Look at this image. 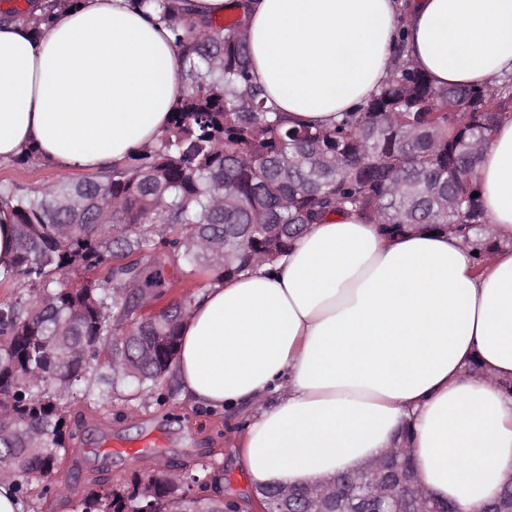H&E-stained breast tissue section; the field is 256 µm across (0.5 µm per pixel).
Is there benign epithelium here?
I'll return each mask as SVG.
<instances>
[{"instance_id": "7a95c632", "label": "benign epithelium", "mask_w": 512, "mask_h": 512, "mask_svg": "<svg viewBox=\"0 0 512 512\" xmlns=\"http://www.w3.org/2000/svg\"><path fill=\"white\" fill-rule=\"evenodd\" d=\"M376 478H368L359 471L343 472L333 479L336 491L330 512H436L432 500L417 495L424 489L420 477H411L407 471L390 470L392 457L384 454L377 459ZM289 487L266 486L257 488L256 496L242 502L220 498L224 512H243L251 506L256 512H288Z\"/></svg>"}]
</instances>
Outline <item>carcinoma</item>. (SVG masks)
<instances>
[{
	"label": "carcinoma",
	"instance_id": "1",
	"mask_svg": "<svg viewBox=\"0 0 512 512\" xmlns=\"http://www.w3.org/2000/svg\"><path fill=\"white\" fill-rule=\"evenodd\" d=\"M77 0H47L50 11ZM185 0H138L167 18L183 60L184 95L158 143L120 167L76 181L0 184L18 242L0 286L28 285L0 307V460L20 469L23 498L49 492L69 454L62 406L89 359L112 338L116 392L149 394L170 372L191 304L142 312L166 267L205 288L287 252L311 224L336 214L388 235L485 229L475 170L494 128L512 119V77L439 86L397 62L392 79L335 126L292 123L251 82L239 18L198 27ZM191 474L140 470L95 487L74 512H194Z\"/></svg>",
	"mask_w": 512,
	"mask_h": 512
}]
</instances>
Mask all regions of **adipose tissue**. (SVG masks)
Listing matches in <instances>:
<instances>
[{
  "label": "adipose tissue",
  "instance_id": "1",
  "mask_svg": "<svg viewBox=\"0 0 512 512\" xmlns=\"http://www.w3.org/2000/svg\"><path fill=\"white\" fill-rule=\"evenodd\" d=\"M244 16L249 71L278 111L333 126L410 64L437 85L512 74V0H188ZM169 24L131 0H81L42 32L0 21V161L25 147L98 171L154 145L182 96ZM487 260L454 235L334 215L287 254L214 283L180 327L184 400L244 408L255 486L314 484L412 450L427 491L477 512L512 480V121L484 146ZM480 374L469 371L471 362Z\"/></svg>",
  "mask_w": 512,
  "mask_h": 512
}]
</instances>
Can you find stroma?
I'll return each instance as SVG.
<instances>
[{
    "label": "stroma",
    "mask_w": 512,
    "mask_h": 512,
    "mask_svg": "<svg viewBox=\"0 0 512 512\" xmlns=\"http://www.w3.org/2000/svg\"><path fill=\"white\" fill-rule=\"evenodd\" d=\"M64 406L74 438L69 457L55 479L68 484L71 491L65 498L31 497L25 512H71V502L78 500L99 475L115 481L145 466L158 472L172 467L220 472L219 491L227 497L244 499L253 491L233 451L234 437L246 424V412H210L182 401L175 375H168L155 395L146 400L130 403L110 392L90 399L80 388L65 398ZM150 433L159 435V443L141 449L136 456L106 455L97 450L107 437L135 442Z\"/></svg>",
    "instance_id": "1"
}]
</instances>
